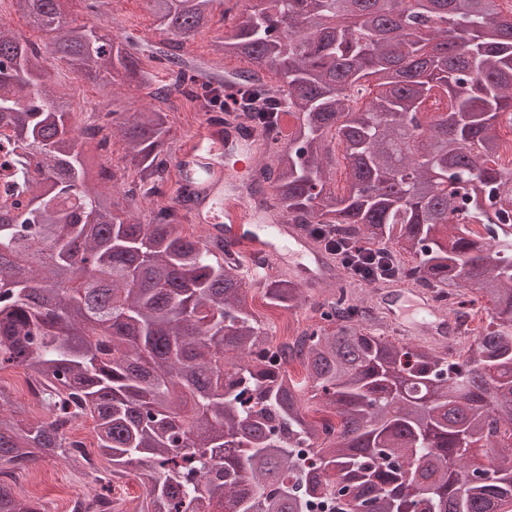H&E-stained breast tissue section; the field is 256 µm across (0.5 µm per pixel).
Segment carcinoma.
I'll use <instances>...</instances> for the list:
<instances>
[{"label":"carcinoma","instance_id":"carcinoma-1","mask_svg":"<svg viewBox=\"0 0 512 512\" xmlns=\"http://www.w3.org/2000/svg\"><path fill=\"white\" fill-rule=\"evenodd\" d=\"M171 35L140 66L104 26H71L70 0H12L51 36L50 52L104 87H154L166 100H212L182 59L184 40L229 19L213 52L249 65L240 98L262 129L286 111V145L266 144L260 180L283 217L315 225L313 240L384 248L397 280L458 305L489 304L460 361L390 340L343 290L319 304L324 325L279 347L242 301L244 272L224 241L189 237L170 208L142 220L123 197L91 188L115 178L85 149L65 93L43 87V55L0 28V138L22 150L25 198L0 199V368L40 388L47 417L19 418L0 388V466L37 456L74 462L64 424L94 423L106 460L102 490L135 472L140 512H512V227L486 243L472 224L512 209V169L498 165L496 129L512 125V13L503 0H148ZM373 97L357 109L366 90ZM126 142L139 187L167 178L169 113H104ZM411 123L425 140H404ZM349 177H331L328 139ZM294 313L301 286L266 285ZM299 361L339 418L309 421L286 365ZM193 399L190 413L182 399ZM493 477L482 479V465ZM0 512H41L0 482Z\"/></svg>","mask_w":512,"mask_h":512}]
</instances>
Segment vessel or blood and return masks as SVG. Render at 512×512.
<instances>
[{
    "mask_svg": "<svg viewBox=\"0 0 512 512\" xmlns=\"http://www.w3.org/2000/svg\"><path fill=\"white\" fill-rule=\"evenodd\" d=\"M259 137L228 124L223 130L208 131L205 140L196 141L192 150L180 153L178 164L200 167L202 174L195 189L200 196L196 221L207 237L226 240L231 248L241 246L266 256L274 265L314 288L334 279L335 262L301 229L294 225L266 221L265 208L255 206L246 180L237 178L236 167L229 161L236 156L254 160ZM237 197L241 210L231 224H224L222 214L225 194ZM380 309L404 337L419 334L451 341L457 331L447 313L436 310L429 298L417 290L395 285L379 293ZM410 303L414 314L406 316L403 303Z\"/></svg>",
    "mask_w": 512,
    "mask_h": 512,
    "instance_id": "vessel-or-blood-1",
    "label": "vessel or blood"
}]
</instances>
